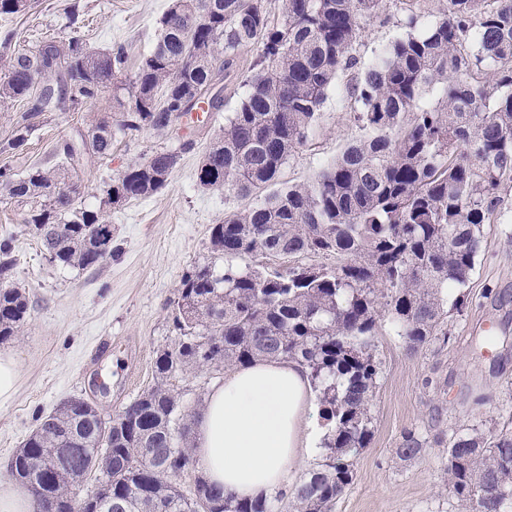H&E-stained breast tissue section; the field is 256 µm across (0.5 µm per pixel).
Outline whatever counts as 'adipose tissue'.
Segmentation results:
<instances>
[{
    "label": "adipose tissue",
    "instance_id": "1",
    "mask_svg": "<svg viewBox=\"0 0 512 512\" xmlns=\"http://www.w3.org/2000/svg\"><path fill=\"white\" fill-rule=\"evenodd\" d=\"M310 377L290 360L234 367L196 417L194 455L210 482L240 498L287 492L319 446Z\"/></svg>",
    "mask_w": 512,
    "mask_h": 512
}]
</instances>
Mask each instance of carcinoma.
<instances>
[{
	"label": "carcinoma",
	"instance_id": "1",
	"mask_svg": "<svg viewBox=\"0 0 512 512\" xmlns=\"http://www.w3.org/2000/svg\"><path fill=\"white\" fill-rule=\"evenodd\" d=\"M383 0H281V20L266 0H171L161 33L141 58L112 124L64 143L61 167L17 174L0 167V197L25 207L23 223L50 262L88 269L112 257L103 210L75 206L66 174L111 155L117 135L165 133L207 105L240 48L256 45L245 93L206 151L198 180L240 198L210 228V260L181 275L171 319L178 342L155 359L156 383L104 418L92 399L40 418L13 455L18 481L38 485L49 512H271L268 500L240 499L196 469L195 415L172 380L200 368L221 372L264 358L305 367L328 427L327 453L297 484L289 512H332L354 476L353 457L373 436L370 401L380 363L374 338L386 321L413 351L446 344L448 314L466 306L483 225L512 182V0H448L421 33L417 15L351 87L355 119L368 136L349 146L309 184L279 187L282 169L313 132L339 72L356 64L353 47ZM205 14L195 28L184 16ZM92 53L77 38H47L4 64L0 108L21 104L6 153L62 105L96 102L124 68V47ZM198 61L177 74L172 64ZM437 86L440 99L421 103ZM181 150L163 149L128 167L103 189L106 206L160 192ZM16 239L0 235V342L22 332L28 298L11 284ZM326 262L315 264L314 258ZM427 440L408 432L395 449L407 462ZM67 452L70 470L56 469ZM192 472L189 487L181 476ZM87 496L75 488L90 475ZM444 475L457 512H512V430L471 428L448 438Z\"/></svg>",
	"mask_w": 512,
	"mask_h": 512
}]
</instances>
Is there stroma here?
Listing matches in <instances>:
<instances>
[{
    "mask_svg": "<svg viewBox=\"0 0 512 512\" xmlns=\"http://www.w3.org/2000/svg\"><path fill=\"white\" fill-rule=\"evenodd\" d=\"M169 3L29 0L25 12L0 15V58L34 48L47 36L77 37L98 50L121 44L127 62L119 79L127 82L156 43L158 20ZM447 7L448 0H384L364 26L354 51L356 65L339 74L307 143L284 167L282 186L311 181L366 137L354 119L351 83L405 33L409 14H416L421 31ZM257 53V47L242 48L235 67L225 72L220 111L164 134L145 129L117 136L108 158L70 173L80 202L96 209L104 180L157 149L192 143L165 189L108 209L116 253L98 266L81 270L49 262L40 241L25 232L23 208L0 199V231L18 237L15 283L25 289L31 308L21 336L0 343V352L11 353L19 367L14 397L0 403V482L11 481L8 465L16 449L62 401L91 398L109 417L152 385L157 352L177 339L168 305L183 271L209 258L211 225L245 205L223 190L200 186L198 168L242 97ZM114 113L108 91L78 110L48 113L20 149L0 154V166L19 173L34 165L52 167L63 141L89 134L92 125L112 120ZM465 293L464 313L448 319V345L434 343L413 353L387 326L375 337L380 377L371 402L374 434L355 457L353 482L333 512H454L444 482L445 442L455 431L512 417V183L502 188L495 217L483 227ZM490 330L500 336V345L479 351V336ZM411 430L425 435L428 446L418 459L404 463L393 450Z\"/></svg>",
    "mask_w": 512,
    "mask_h": 512,
    "instance_id": "obj_1",
    "label": "stroma"
}]
</instances>
